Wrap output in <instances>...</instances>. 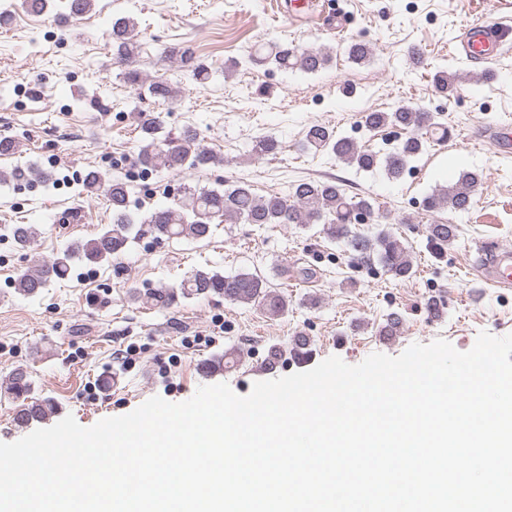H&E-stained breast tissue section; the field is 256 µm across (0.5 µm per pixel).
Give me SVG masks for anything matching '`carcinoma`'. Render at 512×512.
Here are the masks:
<instances>
[{"mask_svg": "<svg viewBox=\"0 0 512 512\" xmlns=\"http://www.w3.org/2000/svg\"><path fill=\"white\" fill-rule=\"evenodd\" d=\"M112 50L119 63L126 66V81L137 87H147L156 99L171 102L176 95L168 82L159 77L145 83L141 72L133 67L139 54L136 22L125 17L112 25ZM372 54L371 48L353 41L347 47V55L355 63H362ZM166 58L175 60L180 67L190 71L195 80L210 79L211 72L197 62L188 48L171 47ZM332 61V52L327 49H302L293 44L259 45L248 55V62L263 66L273 64L281 70H299L316 74ZM433 84L441 93L454 92V80L444 67H436ZM361 125L368 131H375L386 125H394L411 131L392 151L385 154L365 149L352 138L338 137L334 131L321 124L308 127L305 148L328 151L348 166L372 171L383 167L390 179L401 177L409 163L420 155L429 140L442 142L448 139L449 129L436 121V117L419 107L401 105L390 112H367L362 116ZM199 134L192 129L184 130L175 138L160 143L155 141L145 146L139 154V164L145 171L166 170L181 173L186 169H199L216 161V156L198 146ZM280 148L279 141L272 137H261L253 144L252 151L258 156L274 155ZM109 183L107 193L112 204V223L101 233L88 241L69 244L55 258L40 263L35 269L27 270L14 280L17 291L23 295L37 294L54 278L67 276L78 260L85 265L100 264L123 252L133 240L135 226L145 224L148 231L168 239L201 240L207 238L214 221L230 224H321L323 232L332 239H342L360 261H369L376 256L385 269L395 278L406 280L413 276V265L407 247L395 236L380 231L367 235L352 228L359 223V217L366 216L380 224L388 220L387 214L374 207L364 197L350 196L339 181L302 179L285 193L258 195L252 185L237 181L224 190L200 189L187 185L178 188L172 202L154 210L149 216L139 219L131 209L128 185L119 180H107L97 172L86 175L85 188L93 191L103 183ZM481 179L476 172L463 173L458 181L448 187H439L426 198L425 209L429 213L450 210L465 212L472 205V198ZM428 242L443 249L456 237V227L435 221L427 225ZM16 244L25 248L30 245L35 231L29 224H17L12 228ZM222 296L242 303H256L272 316L285 313L287 301L271 289L260 277L239 273L226 277L218 271L195 270L174 286L151 289L147 298L153 305L168 307L178 297ZM34 381L28 371L15 370L6 384L4 393L16 403L15 418L21 424L47 418L56 410V404L49 397L33 396Z\"/></svg>", "mask_w": 512, "mask_h": 512, "instance_id": "cac0c4a2", "label": "carcinoma"}]
</instances>
